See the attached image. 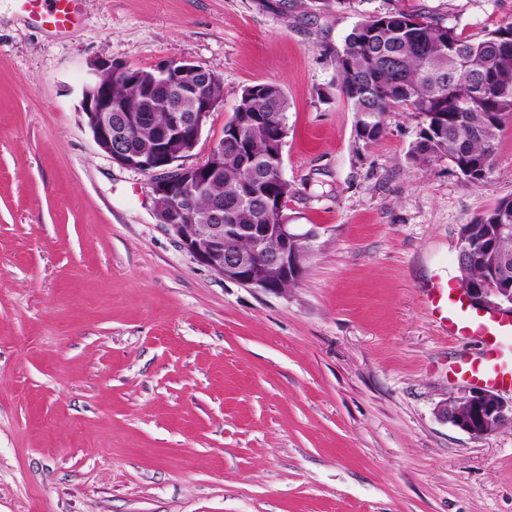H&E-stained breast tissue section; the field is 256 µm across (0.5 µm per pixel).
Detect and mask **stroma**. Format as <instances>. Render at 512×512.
I'll return each mask as SVG.
<instances>
[{
	"mask_svg": "<svg viewBox=\"0 0 512 512\" xmlns=\"http://www.w3.org/2000/svg\"><path fill=\"white\" fill-rule=\"evenodd\" d=\"M38 10L0 0V512H512V427L438 414L482 345L427 298L459 276L461 226L512 197V120L474 187L410 163L409 113L358 141L331 85L366 17L480 38L512 0H82L66 30ZM96 58L221 78L197 162L244 87L281 85L283 213L313 235L293 285L226 279L159 224L78 110Z\"/></svg>",
	"mask_w": 512,
	"mask_h": 512,
	"instance_id": "1",
	"label": "stroma"
}]
</instances>
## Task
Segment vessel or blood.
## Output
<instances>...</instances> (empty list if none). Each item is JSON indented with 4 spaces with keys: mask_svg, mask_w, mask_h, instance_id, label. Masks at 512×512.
<instances>
[{
    "mask_svg": "<svg viewBox=\"0 0 512 512\" xmlns=\"http://www.w3.org/2000/svg\"><path fill=\"white\" fill-rule=\"evenodd\" d=\"M40 18L64 29L79 20V0H41ZM429 303L450 335L475 337L482 355L455 365L456 377L488 387L512 386V319L472 306L452 282H438L429 290Z\"/></svg>",
    "mask_w": 512,
    "mask_h": 512,
    "instance_id": "obj_1",
    "label": "vessel or blood"
}]
</instances>
